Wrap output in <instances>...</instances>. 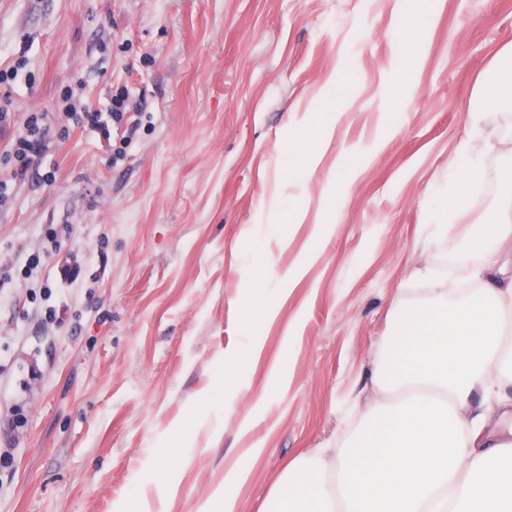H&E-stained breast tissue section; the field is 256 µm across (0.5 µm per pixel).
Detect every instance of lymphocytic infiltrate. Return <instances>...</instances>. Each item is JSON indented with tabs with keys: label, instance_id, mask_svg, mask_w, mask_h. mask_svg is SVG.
Returning a JSON list of instances; mask_svg holds the SVG:
<instances>
[{
	"label": "lymphocytic infiltrate",
	"instance_id": "obj_1",
	"mask_svg": "<svg viewBox=\"0 0 512 512\" xmlns=\"http://www.w3.org/2000/svg\"><path fill=\"white\" fill-rule=\"evenodd\" d=\"M64 103L68 123L58 127L54 124L53 113L33 111L21 116L14 112L11 101L0 102V159L8 167L6 176L0 177V207L10 202L19 182L54 181L53 172L42 171V161L55 140L68 138L70 126H81L106 138L111 135L112 125L123 126L122 147L113 154L114 159L119 160L125 156L124 145L132 142L141 125L139 110L128 109L122 94L112 96L105 111L71 92L65 94Z\"/></svg>",
	"mask_w": 512,
	"mask_h": 512
}]
</instances>
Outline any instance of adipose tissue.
Here are the masks:
<instances>
[{
  "instance_id": "ef3b65f1",
  "label": "adipose tissue",
  "mask_w": 512,
  "mask_h": 512,
  "mask_svg": "<svg viewBox=\"0 0 512 512\" xmlns=\"http://www.w3.org/2000/svg\"><path fill=\"white\" fill-rule=\"evenodd\" d=\"M512 109V49L479 81L469 107L483 147L487 119ZM474 145L459 144L449 208H465L484 171ZM478 250L467 297L435 289L432 301L402 312L388 340L385 374L365 399L356 448H322L285 469L266 512H512V190L500 198Z\"/></svg>"
}]
</instances>
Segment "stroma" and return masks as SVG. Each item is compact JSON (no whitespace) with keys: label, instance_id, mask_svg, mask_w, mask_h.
<instances>
[{"label":"stroma","instance_id":"stroma-1","mask_svg":"<svg viewBox=\"0 0 512 512\" xmlns=\"http://www.w3.org/2000/svg\"><path fill=\"white\" fill-rule=\"evenodd\" d=\"M420 6L405 57L408 0H0V68L27 59L0 84L16 111H58L68 87L142 110L123 160L72 128L42 162L55 182L17 184L0 210V512H162L151 477L173 437V512L217 489L264 512L288 462L349 443L395 307L467 282L512 184L488 153L497 193L438 230L512 0ZM322 109L313 166L289 174L293 133ZM260 263L264 288L241 276ZM421 34L422 25L420 16L415 11L409 9L408 13L399 20L395 29L396 42L403 52L412 54L420 40Z\"/></svg>","mask_w":512,"mask_h":512}]
</instances>
